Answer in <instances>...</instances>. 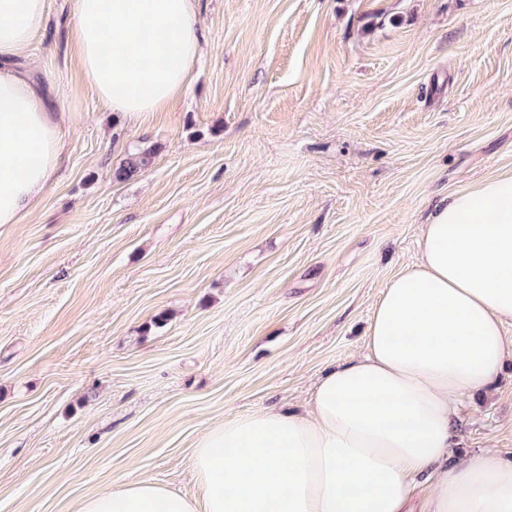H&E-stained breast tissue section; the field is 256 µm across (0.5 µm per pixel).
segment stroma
Here are the masks:
<instances>
[{"label":"stroma","mask_w":512,"mask_h":512,"mask_svg":"<svg viewBox=\"0 0 512 512\" xmlns=\"http://www.w3.org/2000/svg\"><path fill=\"white\" fill-rule=\"evenodd\" d=\"M196 10L190 89L138 120L86 84L74 0L22 57L70 120L34 218L0 226V512H77L115 480L194 495L211 423L303 410L364 354L420 225L512 174V0ZM453 444L512 457V360L460 397ZM155 152L151 148L142 149L131 154L124 164L114 172V179L124 181L134 176L141 170H145L153 163Z\"/></svg>","instance_id":"obj_1"}]
</instances>
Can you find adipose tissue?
Returning a JSON list of instances; mask_svg holds the SVG:
<instances>
[{
	"instance_id": "ef3b65f1",
	"label": "adipose tissue",
	"mask_w": 512,
	"mask_h": 512,
	"mask_svg": "<svg viewBox=\"0 0 512 512\" xmlns=\"http://www.w3.org/2000/svg\"><path fill=\"white\" fill-rule=\"evenodd\" d=\"M48 0H0V225L36 209L65 149L64 115L36 67L18 68ZM87 84L131 117L192 83L201 26L193 0H75ZM512 175L455 193L422 225L416 263L372 305L364 356L328 368L304 411L224 418L199 438L181 494L116 481L78 512H512V459H452L455 401L489 388L512 341Z\"/></svg>"
}]
</instances>
